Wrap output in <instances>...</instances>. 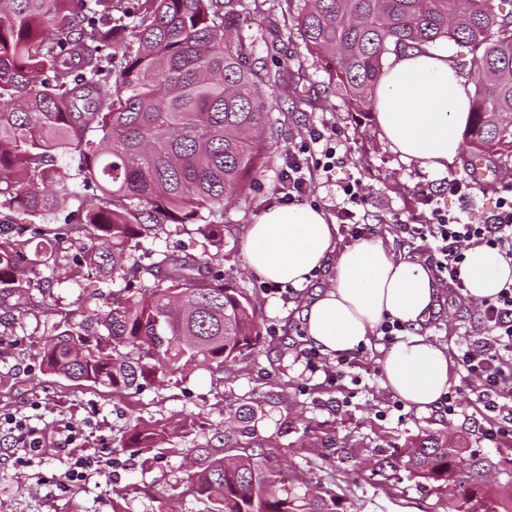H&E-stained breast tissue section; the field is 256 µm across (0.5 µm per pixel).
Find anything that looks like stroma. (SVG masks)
Listing matches in <instances>:
<instances>
[{"mask_svg":"<svg viewBox=\"0 0 512 512\" xmlns=\"http://www.w3.org/2000/svg\"><path fill=\"white\" fill-rule=\"evenodd\" d=\"M258 3L243 35L263 58L271 29L280 26L278 47L293 81L284 92L283 111L273 115L278 137L251 187L225 209L224 246L212 260L225 283L243 291L254 308L260 326L256 348L224 369L197 366L122 393L49 375L39 354L45 338L64 314L77 323L83 314L109 309L117 287L104 277L86 286L64 259L41 269L47 287L5 298L15 313L0 322V412L30 417L51 433L75 428L85 452L100 457L102 465L85 481L66 483L61 457L25 466L0 446V512H206L191 484L199 448H266L287 466L295 493L337 501V512H452L460 500L453 487L413 476L395 463L401 448L429 435L459 445L461 470L486 459L484 485L512 482V436L492 435L503 418L486 410L462 367L451 368V383L461 395L450 415L399 405L384 385L380 361L389 345L381 338L356 352L343 376H335L336 361L328 355L308 363L302 313L316 289L327 286V274H318L305 289H288L250 272L242 252L251 224L280 204L276 188L289 147L316 131L333 136L340 162L329 179L308 171L312 190L305 204L319 207L335 224L341 184H358L364 196L360 210L375 238L395 255L427 264V243L408 238L400 223H427L435 206L483 222L502 185L512 182V167L487 156L471 195L449 194V180L468 175L465 161L438 174L401 159L382 137L375 115L352 111L341 94L328 90L331 63L309 52L295 27L284 26L285 0ZM478 310L441 282L438 310L419 333L456 356L474 337ZM243 404L257 411L253 435L225 433V423ZM144 427L157 433V441L132 446L131 434Z\"/></svg>","mask_w":512,"mask_h":512,"instance_id":"1","label":"stroma"}]
</instances>
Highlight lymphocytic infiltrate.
I'll use <instances>...</instances> for the list:
<instances>
[{
    "mask_svg": "<svg viewBox=\"0 0 512 512\" xmlns=\"http://www.w3.org/2000/svg\"><path fill=\"white\" fill-rule=\"evenodd\" d=\"M313 152L318 153L317 163L324 172L335 168L337 148L332 137L320 134L315 143L304 141L289 148L288 162L277 188L281 202L300 201L310 190L305 168L307 156ZM400 230L428 241L437 271L446 275L453 287H460L458 266L468 248L485 245L512 258V188L497 198L484 223L472 224L461 216L435 208L428 223L404 224ZM479 316L481 330L462 349L458 362L468 380L477 383L486 408L512 416V407L506 404L512 398V285L502 288L495 299L483 301ZM78 439V433L73 430L63 437L54 436L27 419L11 413L0 414V440L6 441L16 461L32 463L49 450L66 455L69 466L63 478L68 483L84 481L94 466L92 456L73 453L72 447Z\"/></svg>",
    "mask_w": 512,
    "mask_h": 512,
    "instance_id": "1",
    "label": "lymphocytic infiltrate"
}]
</instances>
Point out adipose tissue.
Listing matches in <instances>:
<instances>
[{
  "instance_id": "obj_1",
  "label": "adipose tissue",
  "mask_w": 512,
  "mask_h": 512,
  "mask_svg": "<svg viewBox=\"0 0 512 512\" xmlns=\"http://www.w3.org/2000/svg\"><path fill=\"white\" fill-rule=\"evenodd\" d=\"M473 84L448 55L409 49L391 56L373 94L376 119L390 148L438 173L458 157ZM336 227L309 205L263 212L243 244L247 269L265 281L305 288L331 270L330 284L303 312L306 341L330 357L369 345L384 321L409 327L381 361L384 384L420 410L447 393L451 363L445 350L416 330L437 305L438 283L424 264L395 256L376 238L338 250ZM464 294L480 303L512 284V259L486 246L465 253L459 267Z\"/></svg>"
}]
</instances>
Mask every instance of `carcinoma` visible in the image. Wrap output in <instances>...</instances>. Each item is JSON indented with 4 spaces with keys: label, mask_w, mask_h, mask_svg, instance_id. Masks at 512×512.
Segmentation results:
<instances>
[{
    "label": "carcinoma",
    "mask_w": 512,
    "mask_h": 512,
    "mask_svg": "<svg viewBox=\"0 0 512 512\" xmlns=\"http://www.w3.org/2000/svg\"><path fill=\"white\" fill-rule=\"evenodd\" d=\"M255 10L256 0H0V289L44 287L32 275L61 253L82 277L120 282L109 310L77 325L66 315L43 342L48 374L137 390L257 345L249 300L221 270L176 251L135 255L167 224L193 226L205 255L224 246V208L261 166L288 79L241 35ZM296 11L306 47L334 61L328 84L365 115L390 54L467 47L457 61L475 88L466 146L512 161V78H500L512 74V0H299ZM66 154L77 167L59 163ZM19 212L42 221L20 224ZM458 454L428 436L400 464L450 485ZM200 457L191 480L208 512H327L288 488L262 448ZM485 467L473 462L455 512H512V485L484 489Z\"/></svg>",
    "instance_id": "obj_1"
}]
</instances>
